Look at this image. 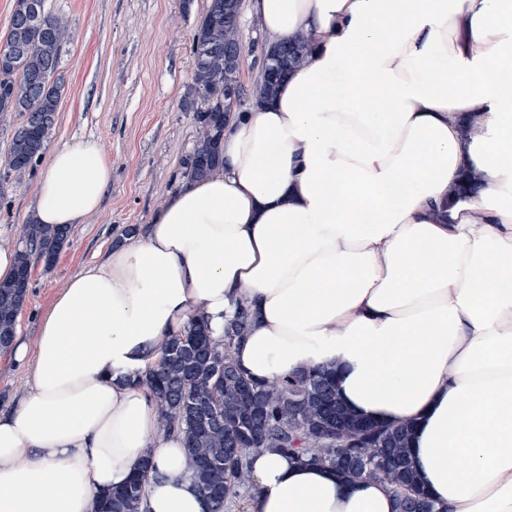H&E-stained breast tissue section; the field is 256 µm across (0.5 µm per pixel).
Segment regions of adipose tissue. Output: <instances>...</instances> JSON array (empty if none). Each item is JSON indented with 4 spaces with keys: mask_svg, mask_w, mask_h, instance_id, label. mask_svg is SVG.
Returning <instances> with one entry per match:
<instances>
[{
    "mask_svg": "<svg viewBox=\"0 0 512 512\" xmlns=\"http://www.w3.org/2000/svg\"><path fill=\"white\" fill-rule=\"evenodd\" d=\"M270 44L314 35L269 104L233 112L225 165L45 313L31 390L0 415V512H99L152 457L146 512H208L181 438L132 375L203 318L254 311L253 379L336 373L352 413L414 425L444 512H512V0H253ZM482 187L449 202L464 169ZM112 183L83 139L55 150L41 224H79ZM245 512H394L390 488L276 452Z\"/></svg>",
    "mask_w": 512,
    "mask_h": 512,
    "instance_id": "1",
    "label": "adipose tissue"
}]
</instances>
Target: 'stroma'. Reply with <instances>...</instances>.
<instances>
[{"instance_id":"1","label":"stroma","mask_w":512,"mask_h":512,"mask_svg":"<svg viewBox=\"0 0 512 512\" xmlns=\"http://www.w3.org/2000/svg\"><path fill=\"white\" fill-rule=\"evenodd\" d=\"M209 0H46L47 10L68 20L72 39L60 72L65 84L56 129L57 148L82 139L96 141L112 165V183L100 209L73 225L69 244L52 268L36 263L16 340L36 353L42 319L55 296L89 263L124 243L129 228L151 223L179 189L183 161L191 152L196 125L189 86L192 34ZM244 45L241 81L253 90L266 40L241 2ZM19 113L0 114V249L24 244L23 226L40 173L41 157L23 182L7 175L11 133ZM30 390L27 364L13 353L0 355V413L13 410Z\"/></svg>"}]
</instances>
